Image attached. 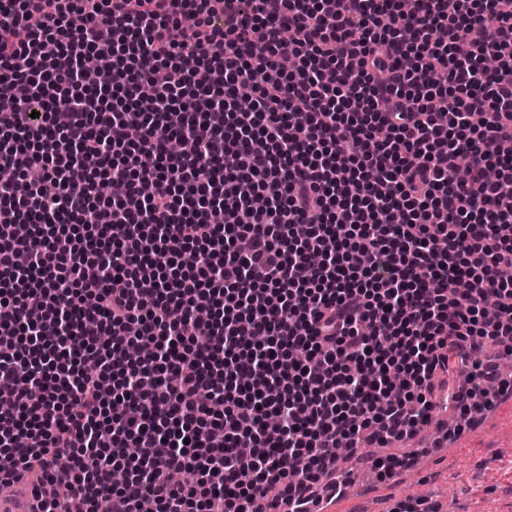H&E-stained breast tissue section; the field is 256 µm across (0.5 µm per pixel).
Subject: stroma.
<instances>
[{"instance_id": "stroma-1", "label": "stroma", "mask_w": 512, "mask_h": 512, "mask_svg": "<svg viewBox=\"0 0 512 512\" xmlns=\"http://www.w3.org/2000/svg\"><path fill=\"white\" fill-rule=\"evenodd\" d=\"M447 453L425 458L368 494L350 490L331 512H393L401 501L426 495L441 512H512V404L448 441Z\"/></svg>"}]
</instances>
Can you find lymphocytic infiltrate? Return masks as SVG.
Segmentation results:
<instances>
[{
  "label": "lymphocytic infiltrate",
  "mask_w": 512,
  "mask_h": 512,
  "mask_svg": "<svg viewBox=\"0 0 512 512\" xmlns=\"http://www.w3.org/2000/svg\"><path fill=\"white\" fill-rule=\"evenodd\" d=\"M480 4L0 0V486L307 512L339 449L408 466L455 351L464 421L512 391L479 358L512 355V0Z\"/></svg>",
  "instance_id": "1"
}]
</instances>
